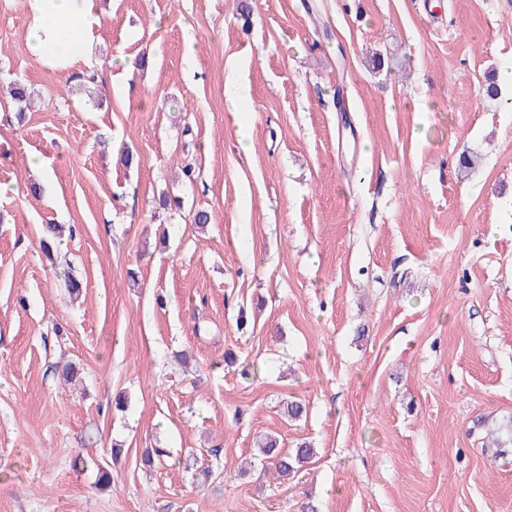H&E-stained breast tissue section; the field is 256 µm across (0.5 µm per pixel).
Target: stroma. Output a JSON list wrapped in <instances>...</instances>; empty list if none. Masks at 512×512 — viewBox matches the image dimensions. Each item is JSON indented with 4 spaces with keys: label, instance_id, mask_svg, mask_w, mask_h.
Listing matches in <instances>:
<instances>
[{
    "label": "stroma",
    "instance_id": "stroma-1",
    "mask_svg": "<svg viewBox=\"0 0 512 512\" xmlns=\"http://www.w3.org/2000/svg\"><path fill=\"white\" fill-rule=\"evenodd\" d=\"M249 2L96 0L64 75L0 0V512H512V0ZM259 452L268 465V471L276 480L288 478L304 464L312 461L315 448L307 442H301L295 448H281L280 442L273 436H264L257 442Z\"/></svg>",
    "mask_w": 512,
    "mask_h": 512
}]
</instances>
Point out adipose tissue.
<instances>
[{
    "label": "adipose tissue",
    "instance_id": "adipose-tissue-1",
    "mask_svg": "<svg viewBox=\"0 0 512 512\" xmlns=\"http://www.w3.org/2000/svg\"><path fill=\"white\" fill-rule=\"evenodd\" d=\"M30 18V54L51 69H69L86 51L89 37L102 20L93 0H25Z\"/></svg>",
    "mask_w": 512,
    "mask_h": 512
}]
</instances>
